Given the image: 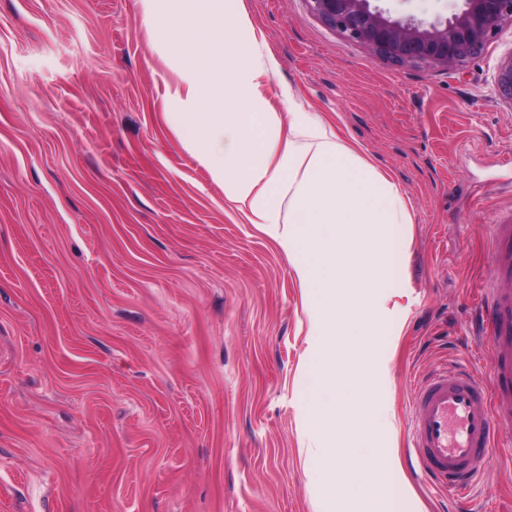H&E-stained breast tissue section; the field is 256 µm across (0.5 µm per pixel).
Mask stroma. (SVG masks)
Segmentation results:
<instances>
[{"label":"stroma","instance_id":"obj_1","mask_svg":"<svg viewBox=\"0 0 512 512\" xmlns=\"http://www.w3.org/2000/svg\"><path fill=\"white\" fill-rule=\"evenodd\" d=\"M291 89L396 183L411 223L375 293L376 431L398 512H512V432L470 500L406 448L417 384L488 378L477 285L512 218V28L460 71L393 67L308 0H240ZM443 20L462 0H383ZM181 15L140 0H0V512H332L312 481L313 289L182 146L161 46ZM494 86L501 96L512 102V51L500 62Z\"/></svg>","mask_w":512,"mask_h":512}]
</instances>
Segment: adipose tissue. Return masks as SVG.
<instances>
[{
	"label": "adipose tissue",
	"instance_id": "1",
	"mask_svg": "<svg viewBox=\"0 0 512 512\" xmlns=\"http://www.w3.org/2000/svg\"><path fill=\"white\" fill-rule=\"evenodd\" d=\"M236 0H142L146 16L175 8L185 25L167 43L180 61L170 93L182 106L177 135L185 149L223 187L249 223L270 235L288 257L302 287L315 291L316 335L346 334L352 344L328 352L317 375L323 420L318 447L308 449L318 482L333 487L361 474L363 489L349 512H378L390 499L382 456L352 469L350 434L370 435L376 397L364 377V337L378 333L372 289L386 287L381 261L393 227L410 221L394 183L376 172L316 112L289 90L284 109L267 112L258 79L277 63L254 38L249 14ZM211 40L197 44L198 29Z\"/></svg>",
	"mask_w": 512,
	"mask_h": 512
}]
</instances>
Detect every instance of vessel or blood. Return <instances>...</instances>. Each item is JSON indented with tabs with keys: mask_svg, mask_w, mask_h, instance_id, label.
Segmentation results:
<instances>
[{
	"mask_svg": "<svg viewBox=\"0 0 512 512\" xmlns=\"http://www.w3.org/2000/svg\"><path fill=\"white\" fill-rule=\"evenodd\" d=\"M495 285L486 289V334L494 353L492 386L462 368L426 375L414 393L417 415L410 453L452 496L485 473L495 438L512 429V223L490 230Z\"/></svg>",
	"mask_w": 512,
	"mask_h": 512,
	"instance_id": "obj_1",
	"label": "vessel or blood"
}]
</instances>
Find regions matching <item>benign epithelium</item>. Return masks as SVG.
I'll use <instances>...</instances> for the list:
<instances>
[{"instance_id":"obj_1","label":"benign epithelium","mask_w":512,"mask_h":512,"mask_svg":"<svg viewBox=\"0 0 512 512\" xmlns=\"http://www.w3.org/2000/svg\"><path fill=\"white\" fill-rule=\"evenodd\" d=\"M308 2L324 24L398 67L427 65L459 71L496 40L505 26H512V0H464L460 12L430 24L393 19L371 6L370 0ZM495 89L512 101V52L498 66Z\"/></svg>"}]
</instances>
